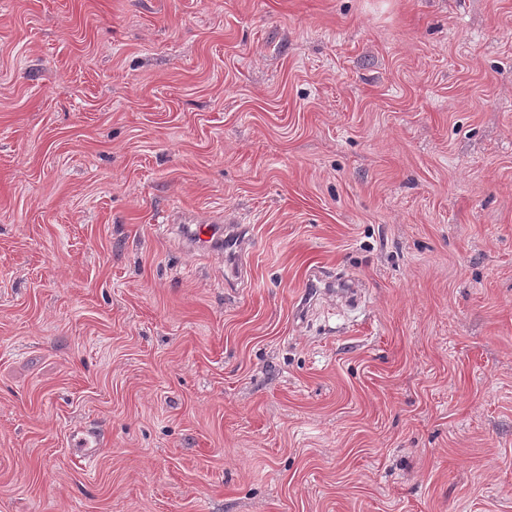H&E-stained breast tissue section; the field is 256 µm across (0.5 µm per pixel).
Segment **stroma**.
<instances>
[{
    "label": "stroma",
    "instance_id": "1",
    "mask_svg": "<svg viewBox=\"0 0 512 512\" xmlns=\"http://www.w3.org/2000/svg\"><path fill=\"white\" fill-rule=\"evenodd\" d=\"M0 512H512V0H0ZM216 224H188L193 226L185 240L191 250L211 251L221 248L224 241L231 244L235 235H241L242 226L223 225V220L214 221Z\"/></svg>",
    "mask_w": 512,
    "mask_h": 512
}]
</instances>
